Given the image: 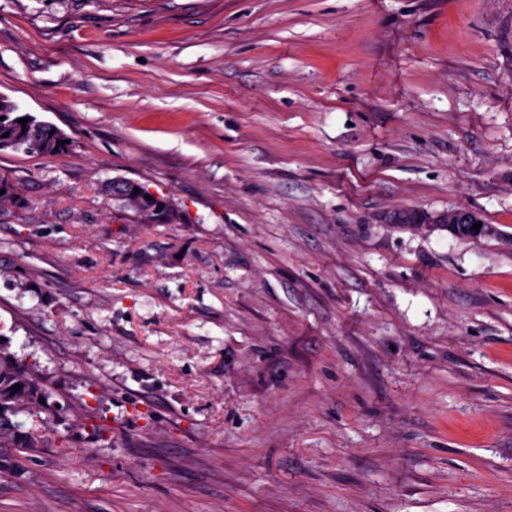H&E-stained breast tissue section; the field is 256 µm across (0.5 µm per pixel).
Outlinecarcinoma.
<instances>
[{
	"label": "carcinoma",
	"instance_id": "1",
	"mask_svg": "<svg viewBox=\"0 0 512 512\" xmlns=\"http://www.w3.org/2000/svg\"><path fill=\"white\" fill-rule=\"evenodd\" d=\"M16 111L14 103L0 99V136L8 134L6 140L12 142L11 148L23 150L28 154H37V150L24 139L17 137V128L10 124L13 112ZM19 385L21 389L14 390ZM49 390L23 366L12 357L0 353V443L14 439L20 424L11 421L10 416L20 412H28L40 406V399H46Z\"/></svg>",
	"mask_w": 512,
	"mask_h": 512
}]
</instances>
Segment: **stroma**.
Masks as SVG:
<instances>
[{"label": "stroma", "mask_w": 512, "mask_h": 512, "mask_svg": "<svg viewBox=\"0 0 512 512\" xmlns=\"http://www.w3.org/2000/svg\"><path fill=\"white\" fill-rule=\"evenodd\" d=\"M0 94V512H512V0H0ZM16 109L17 108L14 103L9 102L6 99H0V116L2 117L3 114L4 117V120H0V141L14 140V143L9 148H12L13 150L23 149L25 153L33 155L51 156L62 152L67 147V144H50L47 146V150L44 154L38 153L37 150L42 151L48 143H57V141L66 140V137L57 127L47 122L38 121L34 116L28 113H25L24 116L21 117L29 118V121L25 126V131H23L24 137L23 139L16 137L18 130L15 126L9 123L12 119L13 112H15ZM52 129H55V132L52 134V136H49V132ZM6 132H9V136L2 138V135ZM24 139L30 140L35 149H33L31 145ZM109 187L112 188L113 198L127 200L132 205H134L139 210L138 213L143 216H150L151 213L157 212V207H161V209L167 208L168 211L170 210L168 202L161 201L160 197L150 193L149 191L147 192L137 182L128 179L117 178L112 180ZM134 188L139 189L137 194H134ZM145 195H150L152 200H147ZM132 205L126 203L124 204L125 207L133 209L137 212L136 208ZM394 220L399 224L406 222L409 224L460 225L463 231H470L472 233L480 232L485 225L479 213L467 208L450 209L448 212L442 213L434 218L419 211L404 210L399 212ZM476 222H482L480 229H473V225ZM14 385L21 389L14 391ZM49 390L12 357L0 353V444L12 441L20 424L9 417L28 412L41 405L40 398L48 399Z\"/></svg>", "instance_id": "35a3bbf8"}]
</instances>
